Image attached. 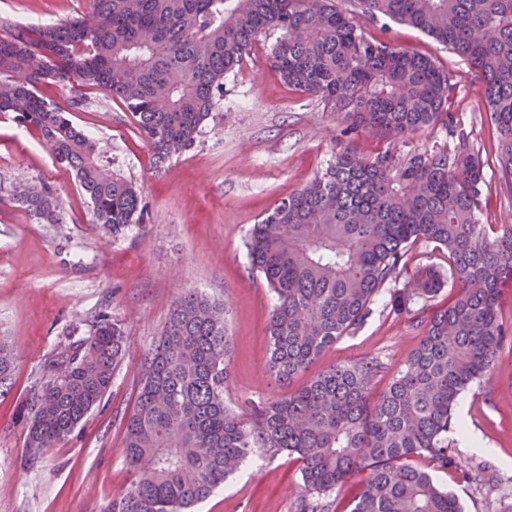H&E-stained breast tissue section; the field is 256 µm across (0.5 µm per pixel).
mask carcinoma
Masks as SVG:
<instances>
[{
  "instance_id": "1",
  "label": "carcinoma",
  "mask_w": 512,
  "mask_h": 512,
  "mask_svg": "<svg viewBox=\"0 0 512 512\" xmlns=\"http://www.w3.org/2000/svg\"><path fill=\"white\" fill-rule=\"evenodd\" d=\"M92 0L63 25L0 24V115L35 129L89 198L92 223L116 238L145 222L142 192L45 88H100L129 112L160 170L191 150L224 98V77L261 38L288 87L343 115L346 133L399 139L440 122L452 143L372 156L347 144L326 171L277 200L246 241L250 265L274 294L269 362L281 380L306 372L354 333L387 282L407 273V247L446 251L458 284L421 321L417 348L376 399L379 363L365 359L313 375L287 396L255 408L247 423L224 404L231 341L226 305L188 291L173 303L141 358L122 455L135 479L103 512H193L257 449L297 455L309 501L368 477L351 512H462L458 499L407 460L423 452L448 467L444 435L460 394L494 367L507 329L500 288L512 285V224H483L481 163L469 135L448 122V71L430 58L365 34L360 19L386 17L447 44L477 71L487 93L502 176L512 188V0ZM9 198L42 224L62 223L51 188L19 177ZM440 276L421 268L391 296L410 312L432 298ZM130 342L106 315L63 347L34 393L26 456L63 441L109 390ZM16 354L0 340V387Z\"/></svg>"
}]
</instances>
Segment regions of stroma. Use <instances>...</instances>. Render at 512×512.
<instances>
[{
  "instance_id": "stroma-1",
  "label": "stroma",
  "mask_w": 512,
  "mask_h": 512,
  "mask_svg": "<svg viewBox=\"0 0 512 512\" xmlns=\"http://www.w3.org/2000/svg\"><path fill=\"white\" fill-rule=\"evenodd\" d=\"M89 0H0V22L59 24L87 12ZM365 33L432 59L456 84L448 111L469 132L483 165L485 224H512V188L498 161L485 85L467 61L419 30L388 18ZM271 39L261 40L242 68L224 80V100L194 149L153 169L152 151L123 105L87 89L74 123L107 150L115 167L143 188L148 215L126 237L112 240L91 222V205L73 175L58 166L34 130L0 117V187L18 176L47 184L63 221L41 224L8 198L0 199V338L17 358L11 386L0 393V512H101L129 484L122 457L125 418L141 378L140 358L157 338L172 303L196 290L228 304L231 375L225 404L243 419L253 408L304 386L311 373L337 364L377 360L373 393L382 392L417 347L418 317L447 304L455 280L444 253L413 245L408 269L439 271L444 287L415 299L409 316L375 303L372 316L316 359L310 372L280 382L268 366V314L273 295L253 271L246 239L252 224L278 198L302 188L334 160L341 115L315 96L283 85L269 62ZM120 324L131 351L101 404L35 465L24 456L26 418L44 366L61 347L86 337L100 314ZM446 438L452 466L440 469L426 453L411 466L455 494L464 512H512V335L489 375L459 399ZM485 443L462 446L460 428ZM301 462L257 452L197 512H296Z\"/></svg>"
}]
</instances>
